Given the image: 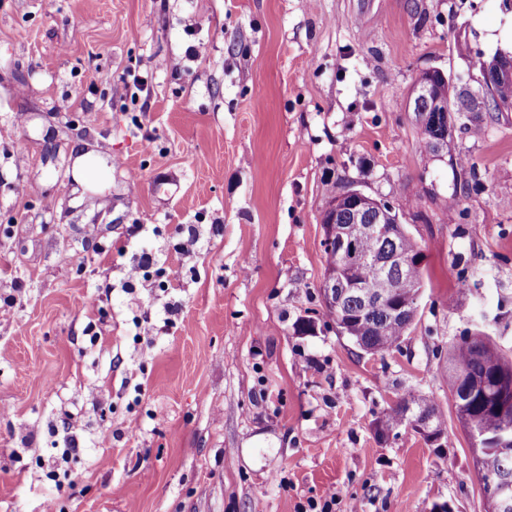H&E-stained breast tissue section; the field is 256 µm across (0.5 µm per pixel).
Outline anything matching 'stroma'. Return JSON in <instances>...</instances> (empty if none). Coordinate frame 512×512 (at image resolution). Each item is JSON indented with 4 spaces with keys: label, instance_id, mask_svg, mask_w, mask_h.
<instances>
[{
    "label": "stroma",
    "instance_id": "obj_1",
    "mask_svg": "<svg viewBox=\"0 0 512 512\" xmlns=\"http://www.w3.org/2000/svg\"><path fill=\"white\" fill-rule=\"evenodd\" d=\"M509 26L512 0H0V512H484L448 354L512 359V112L460 114L452 167L409 103L427 69L478 90ZM338 184L425 255L372 355L321 298ZM410 392L440 440L376 436ZM414 123L421 134V147L424 149L428 156H430L434 160H441L442 158L448 157V164L451 165L452 167L461 162V158L457 152L456 144L454 142L453 137L449 135L447 140L444 137H442L444 126L442 122V117L440 119V125L438 127H435L429 122L425 128L421 129L418 123L423 125V121L421 117H419V121L417 123L415 115ZM432 140H435L439 144L438 150L431 146ZM401 402L410 403L414 411H429L433 414V423L435 427L438 429H444L446 425V420L441 413L439 407L436 403L430 399L428 396L423 394H409L407 397H404L393 409V412L390 413L385 421V425L390 428H395L400 425L403 418L407 417L405 411L407 406H402Z\"/></svg>",
    "mask_w": 512,
    "mask_h": 512
}]
</instances>
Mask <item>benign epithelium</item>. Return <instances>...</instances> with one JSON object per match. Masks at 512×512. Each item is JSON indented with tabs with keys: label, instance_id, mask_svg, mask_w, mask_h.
Returning a JSON list of instances; mask_svg holds the SVG:
<instances>
[{
	"label": "benign epithelium",
	"instance_id": "benign-epithelium-1",
	"mask_svg": "<svg viewBox=\"0 0 512 512\" xmlns=\"http://www.w3.org/2000/svg\"><path fill=\"white\" fill-rule=\"evenodd\" d=\"M350 203L364 204L372 208L374 218L369 224L353 222L339 224L337 214ZM393 207L352 186L347 187L331 202L323 213V247L327 256V274L321 287L325 308L333 314V322L338 332H343L342 321L338 316L345 300L355 297L363 306L378 305L384 301L393 303L396 316L414 315L417 311V284L413 280L401 278L384 288H371L360 285L352 277H346L342 271L354 270L356 267V241L363 236L395 238L408 233L405 225L387 222L388 212ZM424 262L422 248L411 254L397 252L384 254L374 259L379 280L387 282L391 270L403 271L411 266H421ZM496 408L502 418V425L497 429L483 430L479 434L483 445L506 447L512 442L505 436L512 431V401L501 393ZM406 428L415 429L434 441L442 436L436 431L430 417L425 413H417L406 421ZM482 495L489 512H507L512 508V478L507 475L489 477L481 483Z\"/></svg>",
	"mask_w": 512,
	"mask_h": 512
}]
</instances>
